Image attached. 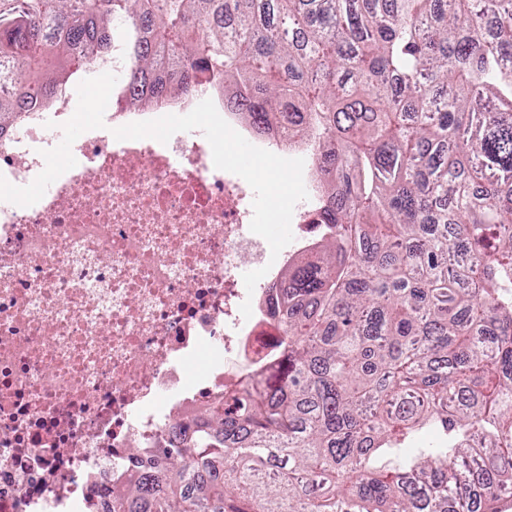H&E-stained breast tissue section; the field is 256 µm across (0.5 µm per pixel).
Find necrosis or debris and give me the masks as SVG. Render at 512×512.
<instances>
[{"instance_id":"necrosis-or-debris-1","label":"necrosis or debris","mask_w":512,"mask_h":512,"mask_svg":"<svg viewBox=\"0 0 512 512\" xmlns=\"http://www.w3.org/2000/svg\"><path fill=\"white\" fill-rule=\"evenodd\" d=\"M202 109L222 84L77 129L63 87L0 134V512H112L171 424L279 352L277 289L324 227L297 200L270 253L259 184L181 121Z\"/></svg>"}]
</instances>
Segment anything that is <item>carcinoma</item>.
<instances>
[{
  "label": "carcinoma",
  "mask_w": 512,
  "mask_h": 512,
  "mask_svg": "<svg viewBox=\"0 0 512 512\" xmlns=\"http://www.w3.org/2000/svg\"><path fill=\"white\" fill-rule=\"evenodd\" d=\"M117 37L133 101L213 77L255 132L293 124L334 233L288 270L274 373L163 441L113 512H492L512 484V0H0V133Z\"/></svg>",
  "instance_id": "1"
}]
</instances>
